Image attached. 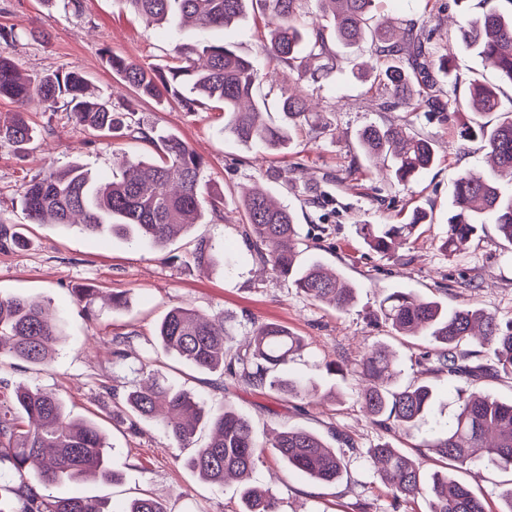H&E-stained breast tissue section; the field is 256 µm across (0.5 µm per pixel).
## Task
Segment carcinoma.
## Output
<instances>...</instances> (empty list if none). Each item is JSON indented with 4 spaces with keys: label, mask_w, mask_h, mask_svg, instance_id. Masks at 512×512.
I'll return each instance as SVG.
<instances>
[{
    "label": "carcinoma",
    "mask_w": 512,
    "mask_h": 512,
    "mask_svg": "<svg viewBox=\"0 0 512 512\" xmlns=\"http://www.w3.org/2000/svg\"><path fill=\"white\" fill-rule=\"evenodd\" d=\"M253 0H125L129 8L148 23L182 26L192 20L202 30L222 29L244 15ZM268 12V37L263 57L269 66L295 69L296 55L308 46L305 69L298 80L315 75L334 64L330 42L351 48L369 35L367 20L376 0H314L315 25L308 35L295 21L307 0H258ZM462 46L476 54L499 77L512 84V12L497 9L467 19L459 26ZM13 32L0 27V98L26 106L36 103L48 110L63 104L77 123L94 131L112 134L123 130L135 139L153 145L156 159L126 162L121 175L101 185L84 166L49 169L29 180L21 198L33 224L80 226L92 234L108 231L135 238L162 249L184 228L202 224L206 214L219 211L223 197H205L201 192L203 160L178 136L155 135L139 120H126L131 109L112 104L89 93L86 78L75 72L38 75L22 73L7 55ZM376 77L390 97V106L408 108L414 96L430 107L459 113L469 107L475 113L502 112L493 126L464 127L463 136L484 143L489 163L486 175L468 172L454 183L448 231L441 249L449 255L460 244L481 236L486 218L493 217L503 244L512 248V191L501 188L500 178L512 183V106L504 107L494 88L472 83L467 103L459 95V75L451 60L429 44L425 30L412 25L393 36L378 33L374 44ZM175 64L168 72H156L134 60L107 58L138 96L175 100L191 112L207 103L224 112V132L247 145L281 151L288 147L296 127L310 121L306 97L298 91L278 103V120L268 122L262 114L269 103L260 93L266 73L260 64L238 54L229 45L200 40L177 43ZM440 79L447 89L437 88ZM33 137L23 113L0 122V141L21 149ZM359 145L369 158H382L397 180L408 182L436 160L432 143L405 130L368 126L359 133ZM246 224L240 233L251 255L274 275L292 281L306 297L348 310L355 289L339 275L327 274L319 263H306L298 250L299 227L293 212L273 201L261 184L239 199ZM427 213L414 209L406 224H359L357 233L377 254L392 258L396 245L425 223ZM198 267L230 264L231 256L210 239L200 238L189 254ZM375 320L400 336L423 335L431 350L422 357L424 373L459 377L469 372L463 361L474 329H480L478 345L497 374L512 376V319L501 320L473 303L450 309L441 302L404 291H394L379 304ZM63 335V323L52 318L39 303L24 297L0 298V363L5 359L34 365L48 362L49 348ZM157 346L202 372L220 373L238 384L260 391H275L291 397H319V385L288 373V364L306 349L303 337L278 323L256 326L248 342L236 349L229 345L224 313L201 315L176 306L156 327ZM328 371L358 378V397L366 414L388 432L409 429L430 410L433 389L425 382L400 383L396 352L379 344L347 366L336 360ZM125 421L136 432L142 423L162 427L181 448H193L197 427L211 429L209 442L194 448L188 466L203 480L222 484L229 475L247 476L264 449L317 483L333 485L344 473V458L321 436L302 428L277 433L269 442L257 441L250 421L231 404L205 407L183 389L169 384L155 372L148 373L126 393ZM106 444L95 422L77 421L64 402L53 393L25 384L0 389V477L10 484L0 492L10 494L0 512H110L105 501L74 495L64 498L42 493L57 482L93 476L106 483L117 482L108 466ZM444 465L482 461L512 471V402L460 391L459 408L444 430L426 443ZM389 489L394 508L422 498L427 512H488L485 503L468 487L448 475V469L426 478L420 463L388 442L368 449ZM242 512H278L276 496L250 486L241 490ZM122 512H167L161 502L144 495L131 499Z\"/></svg>",
    "instance_id": "obj_1"
}]
</instances>
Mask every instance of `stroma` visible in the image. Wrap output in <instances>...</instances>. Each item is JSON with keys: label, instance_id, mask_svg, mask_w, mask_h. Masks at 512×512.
<instances>
[{"label": "stroma", "instance_id": "obj_1", "mask_svg": "<svg viewBox=\"0 0 512 512\" xmlns=\"http://www.w3.org/2000/svg\"><path fill=\"white\" fill-rule=\"evenodd\" d=\"M492 7L503 10L507 4L505 0H467L462 6L456 0H379L374 20L395 26L423 24L432 47L452 59L462 82L477 79L495 85L507 102L512 100V85L500 82L455 37L463 14L477 15ZM0 27L15 34L7 52L21 71H76L88 79L94 95L112 102L134 101L141 121L177 134L204 158L209 190L224 195L221 218L195 225L188 236L161 250L76 227L33 224L20 203L24 182L47 169L63 170L75 163L108 180L121 172L125 160L153 154L154 148L129 137L96 136L74 123L68 112H52L36 104L24 110L34 140L23 149L0 141V223L26 239L23 247L0 251V296L47 304L64 321V334L47 365L1 363L0 381L52 391L71 416L94 421L106 438L109 466L119 476L113 485L93 478L54 485L49 494L103 498L111 512H121L125 502L142 492L161 501L168 512H241L239 490L247 483L273 489L279 512H425L421 500L392 510L388 490L367 459L368 449L390 441L402 451L423 456L424 472L432 473L437 458L426 455L424 444L435 425L457 412V389H474L508 401L512 378L424 376L418 359L429 348L426 339L395 335L369 316L385 295L401 290L451 307L473 303L501 319L512 318V250L502 246L495 226L487 225L482 237L469 242L458 257L446 256L438 242L446 230L454 180L459 173L487 168L480 142L462 139L461 130L474 120L495 125L499 113L477 116L465 111L451 117L424 105L390 109L383 87L356 73L370 56V43L353 49L338 46L333 68L307 82L309 123L287 150L275 152L242 145L225 134L224 114L217 109L206 106L187 112L174 102L161 105L137 98L105 63L111 53L163 71L172 63L174 41L202 37L260 58L268 34L260 9H249L227 29L204 33L191 24L176 30L147 23L124 0H83L77 11L65 0H0ZM371 124H392L430 138L436 163L413 183L397 182L383 164L369 162L359 147V132ZM257 182L294 211L304 259L319 261L355 287L356 301L348 311L304 297L255 262L239 234L244 217L238 198ZM416 207L431 212L434 221L420 226L400 246L397 259L380 257L359 238L358 225L401 224ZM199 237L223 242L234 258L232 266L183 265L182 256ZM81 286L103 295H125L127 304L116 310L99 304L94 315H86L73 295ZM180 305L202 313L223 312L239 339L262 322L288 326L305 338L306 350L288 371L318 379L323 389L335 390V400L308 402L227 386L218 375L198 371L170 355H159L157 366L207 405L230 401L252 422L258 438L290 427L326 438L334 432L348 435L349 443L335 445L346 464L339 483L314 482L267 453L247 481L230 479L213 485L187 466L190 449L178 447L159 426L145 424L133 434L120 425L113 398L124 394L136 376L128 365L114 361L112 340L124 338L126 353L141 356L152 344L160 318ZM379 342L398 352L401 383L423 377L435 391L431 414L418 426L396 434L386 433L365 415L355 381L327 374L323 368L330 360L356 362L365 349ZM453 474L486 500L490 512L499 508L498 494L512 481L511 473L484 464H466Z\"/></svg>", "mask_w": 512, "mask_h": 512}]
</instances>
